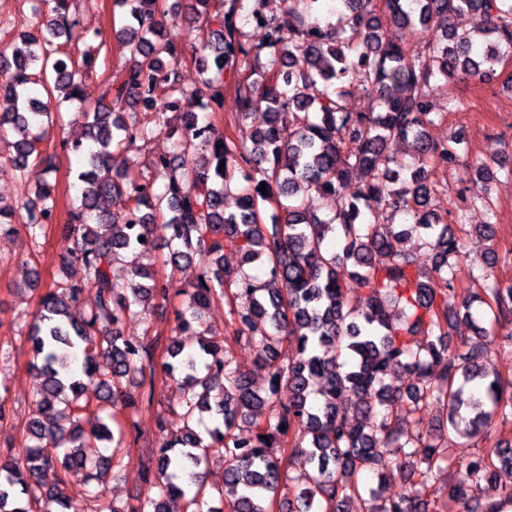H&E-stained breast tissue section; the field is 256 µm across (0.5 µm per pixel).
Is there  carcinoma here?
<instances>
[{"label": "carcinoma", "instance_id": "carcinoma-1", "mask_svg": "<svg viewBox=\"0 0 512 512\" xmlns=\"http://www.w3.org/2000/svg\"><path fill=\"white\" fill-rule=\"evenodd\" d=\"M117 2L130 19L119 30L130 56L101 81L85 112L80 206L63 225L76 243L71 262L82 266L86 285L95 290V307L74 316L82 286L55 281L39 295L35 321L19 333L33 371V413L24 425L22 455L0 456V512H30L33 500L48 505L43 512H100L105 477L124 440L121 419L152 402L158 376L181 390V409L155 416L162 443L145 467L158 474L149 492L135 507L114 506L112 512H168L172 498L184 500L185 512H347L353 497L362 500L364 512H426L421 490L448 462V440L431 432L406 436L400 425L430 401L446 404L448 428L471 446H483L471 455L463 478L448 480L446 499L463 501L466 481L484 479L498 483L501 500L512 504V442L491 439L493 420L512 422V394L494 389V338L472 311L480 295L461 302L463 313L449 312L463 246L444 222L438 206L443 189L428 169H454L459 156L427 135V126L443 118L432 111L431 83L490 81L495 65L512 55V0H336L332 28L309 21L321 0H284L281 15L266 22L267 42L259 47L245 44L237 25L262 16L259 0H227L228 9L215 14L208 12L210 0H195L218 74L209 75L202 64L200 86L192 90L180 83L175 42H160L170 10L159 0ZM43 4L52 16L44 21L42 9H35L23 48L0 49V138L8 127L19 135L5 158L16 171L23 172L33 156L51 175L57 153L38 130L54 124L62 103L81 99L83 70L103 42L78 29L63 0ZM462 12L474 23L460 34L448 28V17ZM391 26L432 37L421 45L391 40ZM61 37L85 50L78 57L64 52ZM228 67L238 75L239 115L264 112V126L248 147L196 113H181L177 150L154 161L168 182L155 188L135 171L130 148L165 129L167 113L187 97L211 109ZM351 76L374 97L375 108L349 110ZM408 141L417 151L411 166L396 152ZM189 149L201 154L192 171L182 164ZM495 168L511 175L512 154L466 166L467 182L490 216ZM355 172L363 188L350 197L345 187ZM54 193L47 181L24 204L25 228L34 240L54 221ZM231 195L235 212L224 210ZM327 196L335 202L328 219L319 216L320 199ZM105 198L124 206L103 209ZM398 215L403 222L383 230V222ZM157 218L172 230L165 263L175 268L194 256L222 260L226 249L240 255L237 267L208 266L182 291L189 313L177 314L174 336L160 356L147 336H127L123 326L166 300L173 277L161 278L152 267L122 281L112 277L120 252L158 249L141 240ZM413 232L431 254L425 274L404 248ZM350 278L369 292L363 310L345 297ZM482 279L492 313L512 316V282L496 278L491 262ZM240 296L249 306L232 311L233 337L208 335L204 312ZM391 302L401 305L396 316L387 311ZM460 316L475 339L453 345ZM418 334L429 340L414 344ZM181 336L197 337V347L185 349ZM242 336L271 369L263 393L224 357L226 343ZM396 369L415 373L419 382L391 388L386 378ZM136 378L149 385L139 400L126 389ZM284 389L286 401L280 398ZM204 413L217 424L202 432L197 425ZM242 424L246 436L236 433ZM275 448L288 452L277 455ZM212 455L224 458L226 511L203 510L209 490L198 469ZM296 465L312 474L292 510L278 494ZM394 465L414 478L407 494L383 497L357 480L366 471L381 485ZM77 473L92 487L83 503L64 492L67 477Z\"/></svg>", "mask_w": 512, "mask_h": 512}]
</instances>
